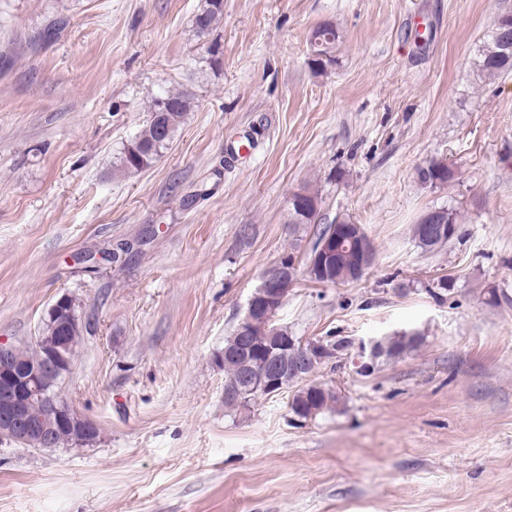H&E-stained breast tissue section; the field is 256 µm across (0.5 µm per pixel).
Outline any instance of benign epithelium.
<instances>
[{
	"mask_svg": "<svg viewBox=\"0 0 512 512\" xmlns=\"http://www.w3.org/2000/svg\"><path fill=\"white\" fill-rule=\"evenodd\" d=\"M355 232L357 249L363 257L349 276H358L366 271L374 255L373 244L359 225L340 218L336 221V231L324 237L315 252L319 273L326 281L333 280L327 267L339 256L346 254L347 237ZM455 231V226L446 223L439 212L429 215L423 225L425 236L435 238ZM299 266L293 261H279L267 267L260 285L248 300L245 313L239 321L238 348L249 350L252 347L251 332L258 328L269 331L270 320L277 309L288 299L289 286L298 280ZM36 340L45 347L43 359L15 372L10 369L15 359L14 344L0 340V367L4 368L5 392L12 400L0 407V439L25 447L50 445L55 427L66 425L75 433L76 441L87 434L89 419L78 414L61 396L56 395L42 402L40 410H34V399L41 397L39 378L47 373H65L71 368L69 355L77 346V337L71 335V326H66L59 336H46L39 333ZM280 349L268 347L267 362L260 382L269 391H281L288 385V376L302 377V372L319 361L327 359V348L311 340L300 341L299 351L290 354L289 359L280 360ZM253 378L249 375L242 380L224 384V401L244 403L249 400Z\"/></svg>",
	"mask_w": 512,
	"mask_h": 512,
	"instance_id": "benign-epithelium-1",
	"label": "benign epithelium"
}]
</instances>
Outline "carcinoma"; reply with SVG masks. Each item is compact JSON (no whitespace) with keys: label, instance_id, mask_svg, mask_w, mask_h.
<instances>
[{"label":"carcinoma","instance_id":"cac0c4a2","mask_svg":"<svg viewBox=\"0 0 512 512\" xmlns=\"http://www.w3.org/2000/svg\"><path fill=\"white\" fill-rule=\"evenodd\" d=\"M224 13L223 0H204V5L194 19L197 36L205 38L213 30L214 24ZM504 30L512 32V13L497 17L489 40L484 44L481 53L480 67L484 74L497 77L512 72V49L506 50L499 42V34ZM313 34L319 39V48L311 53L310 64L321 69L335 62L333 56L340 33L336 26L325 24L318 26ZM194 106V97L187 91H166L155 97L149 107L150 117L146 124L126 143L116 157L114 167L122 173H135L150 167L173 142L187 112ZM165 130L166 136L160 135ZM448 166L435 161L418 170L421 184L428 186L442 184L450 178ZM289 216L293 224H315L319 212L305 206L289 202ZM325 345L336 351L335 359L348 351L353 341L347 336H325ZM420 336L415 333H402L387 336L375 354V357H399L418 346ZM42 349L38 343L28 347H16V358L22 364L38 361ZM264 358L258 353H250L241 357L224 358V378L238 377L242 374L262 369ZM298 385L288 406L290 412L300 418L308 419L332 407L336 403V393L322 383H306Z\"/></svg>","mask_w":512,"mask_h":512}]
</instances>
